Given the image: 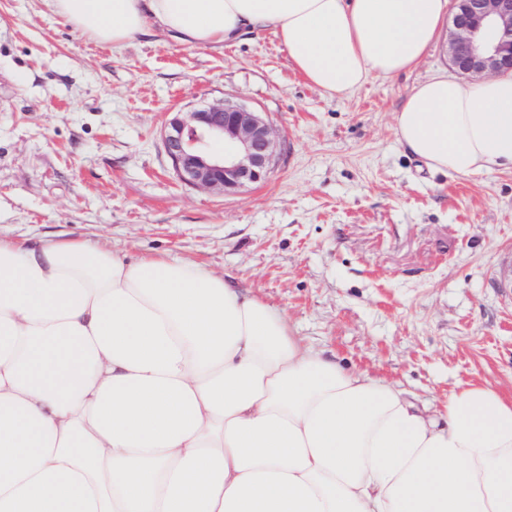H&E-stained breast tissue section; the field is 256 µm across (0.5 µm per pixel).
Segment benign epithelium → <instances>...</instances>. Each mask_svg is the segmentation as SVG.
<instances>
[{"label":"benign epithelium","mask_w":512,"mask_h":512,"mask_svg":"<svg viewBox=\"0 0 512 512\" xmlns=\"http://www.w3.org/2000/svg\"><path fill=\"white\" fill-rule=\"evenodd\" d=\"M446 51L451 68L471 81L511 72L512 0H452ZM162 142L181 183L225 194L265 180L277 159L273 126L231 98L174 113ZM215 142L222 151L212 150Z\"/></svg>","instance_id":"obj_1"}]
</instances>
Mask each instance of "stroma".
<instances>
[{
  "instance_id": "35a3bbf8",
  "label": "stroma",
  "mask_w": 512,
  "mask_h": 512,
  "mask_svg": "<svg viewBox=\"0 0 512 512\" xmlns=\"http://www.w3.org/2000/svg\"><path fill=\"white\" fill-rule=\"evenodd\" d=\"M449 71L441 41L332 97L268 31L112 48L40 0H0V237L203 264L421 406L466 381L511 395L512 172L431 171L394 133L412 87ZM227 97L277 130L275 167L229 194L185 186L162 129Z\"/></svg>"
}]
</instances>
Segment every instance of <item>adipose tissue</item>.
Returning a JSON list of instances; mask_svg holds the SVG:
<instances>
[{"mask_svg":"<svg viewBox=\"0 0 512 512\" xmlns=\"http://www.w3.org/2000/svg\"><path fill=\"white\" fill-rule=\"evenodd\" d=\"M114 47L272 32L324 93L415 69L449 0H41ZM433 171L512 169V73L444 74L395 117ZM0 512H512V395L445 417L294 336L193 262L0 239Z\"/></svg>","mask_w":512,"mask_h":512,"instance_id":"obj_1","label":"adipose tissue"}]
</instances>
